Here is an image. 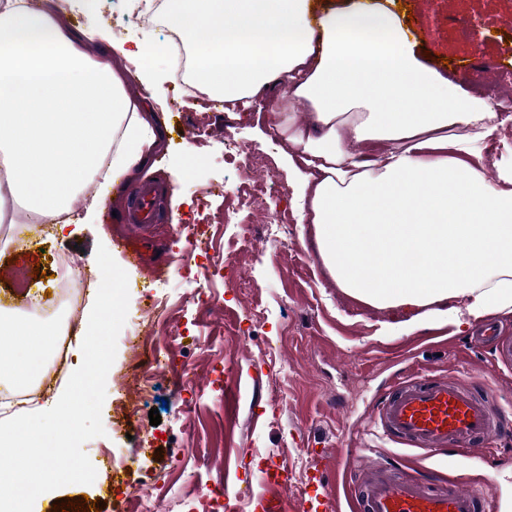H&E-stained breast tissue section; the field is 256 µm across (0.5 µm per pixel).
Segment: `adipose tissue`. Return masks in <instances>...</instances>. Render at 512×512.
<instances>
[{
    "mask_svg": "<svg viewBox=\"0 0 512 512\" xmlns=\"http://www.w3.org/2000/svg\"><path fill=\"white\" fill-rule=\"evenodd\" d=\"M95 0H0V223L8 206L63 229L95 219L102 203L75 202L101 178L142 172L165 108L155 77L170 44L125 47L70 15ZM163 21L182 38L197 100L226 111L285 88L266 120L290 147L301 221L329 279L350 297L402 309L400 328L466 333L512 314V158L488 179L484 145L494 107L423 63L400 16L385 8L314 14L311 0H166ZM141 84L130 95V78ZM312 120L301 123L297 102ZM382 147L378 158L366 146ZM0 390L32 384L48 321L0 313Z\"/></svg>",
    "mask_w": 512,
    "mask_h": 512,
    "instance_id": "ef3b65f1",
    "label": "adipose tissue"
}]
</instances>
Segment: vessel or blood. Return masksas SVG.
<instances>
[{
    "label": "vessel or blood",
    "mask_w": 512,
    "mask_h": 512,
    "mask_svg": "<svg viewBox=\"0 0 512 512\" xmlns=\"http://www.w3.org/2000/svg\"><path fill=\"white\" fill-rule=\"evenodd\" d=\"M165 184L142 183L127 192L124 223L142 228L163 218ZM374 420L398 443L442 453L461 454L504 427L488 401L460 381L421 371L401 377L377 406ZM383 463L360 473L355 500L360 512H483V493L440 487L426 479H395ZM268 491L253 498L255 512H282L281 491L288 484L279 468L265 471Z\"/></svg>",
    "instance_id": "obj_1"
}]
</instances>
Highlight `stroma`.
I'll return each mask as SVG.
<instances>
[{
    "instance_id": "35a3bbf8",
    "label": "stroma",
    "mask_w": 512,
    "mask_h": 512,
    "mask_svg": "<svg viewBox=\"0 0 512 512\" xmlns=\"http://www.w3.org/2000/svg\"><path fill=\"white\" fill-rule=\"evenodd\" d=\"M400 16H411L408 33L428 63L454 74L468 90L499 84L512 96V0H400ZM77 25L95 23L122 41L168 39V30L143 22L131 0H97L92 15L74 14ZM468 22L472 40L457 29ZM167 101L159 113L163 144L155 152L152 180L169 184L184 197L178 216L145 227L156 248L144 264H127L121 243L133 228L110 220L73 224L66 238L51 227L23 230L13 237L0 223V310L19 314L26 298L11 290L20 273L48 271L52 254L69 250L84 283L98 267L97 245H105L128 274L129 311L117 339L101 410L104 436L83 449L96 470L91 484H70L50 492L38 512H54L90 498L98 512H130L134 492L127 476L160 481L165 491L156 512H198L206 486L224 483L250 496L266 489L263 458L275 453L288 472L283 512H327L314 495L319 449H356L361 464L394 458L396 476H430L463 489L488 492L486 512H512V442L490 439L464 455L448 459L381 438L373 427L376 401L402 376L425 369L460 379L479 395L490 396L494 411L512 428V367L497 363L492 346H478L473 333L452 334L447 327L392 330L402 312L358 302L330 284L313 244L310 225L299 223L297 190L288 173L282 137L264 116L247 109L233 117L219 101L197 111L191 93L175 77L163 85ZM261 156L277 174L269 185L265 211L241 209L239 221H224V209L237 199L244 180L241 160L232 158L226 138ZM200 162L188 180L175 173L185 150ZM286 214L272 237H244L243 228L264 223L266 215ZM204 225L206 253L184 268L185 238L179 228ZM251 284L238 288V280ZM219 299L211 307L201 296ZM165 314L156 324L144 318L153 301ZM194 369L198 378L179 410L170 374L145 390L131 375L135 361L153 356ZM237 386L233 411L224 408V388ZM159 409L151 426L148 413ZM125 461L126 471L111 463Z\"/></svg>"
}]
</instances>
